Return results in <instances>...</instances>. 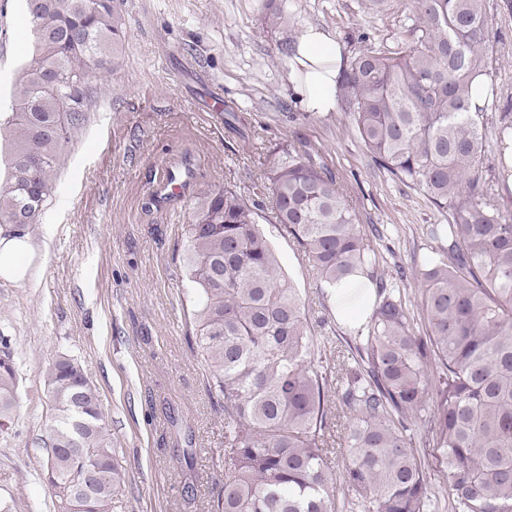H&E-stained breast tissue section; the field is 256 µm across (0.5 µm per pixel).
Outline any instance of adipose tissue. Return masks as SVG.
<instances>
[{"instance_id": "obj_1", "label": "adipose tissue", "mask_w": 512, "mask_h": 512, "mask_svg": "<svg viewBox=\"0 0 512 512\" xmlns=\"http://www.w3.org/2000/svg\"><path fill=\"white\" fill-rule=\"evenodd\" d=\"M295 60L297 67L291 72V81L302 107L311 112L333 111L342 70L341 45L324 31L311 27L298 40ZM30 251L27 236L0 233V277L23 280Z\"/></svg>"}]
</instances>
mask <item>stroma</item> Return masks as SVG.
Wrapping results in <instances>:
<instances>
[{"instance_id":"obj_1","label":"stroma","mask_w":512,"mask_h":512,"mask_svg":"<svg viewBox=\"0 0 512 512\" xmlns=\"http://www.w3.org/2000/svg\"><path fill=\"white\" fill-rule=\"evenodd\" d=\"M289 27L260 24L262 0H123L124 41L91 79L86 120L63 151L21 281L0 277V331L12 336L20 408L0 437V498L52 512L41 477L50 411L42 368L76 356L97 386L125 482L112 512H207L224 480V407L208 392L193 341L195 293L183 271L190 199L151 202L165 163L188 155L194 188L249 193L263 150L318 151L360 216L388 275L441 244L427 227L448 214L378 168L341 110L305 111L280 46L310 27L342 46L392 51L408 41L410 0H276ZM493 20V112L512 113V0H487ZM23 0H0V113L31 61ZM284 274L313 320L348 336L296 244L271 231Z\"/></svg>"}]
</instances>
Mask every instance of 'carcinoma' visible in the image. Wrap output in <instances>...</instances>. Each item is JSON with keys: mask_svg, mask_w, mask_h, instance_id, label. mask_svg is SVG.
Instances as JSON below:
<instances>
[{"mask_svg": "<svg viewBox=\"0 0 512 512\" xmlns=\"http://www.w3.org/2000/svg\"><path fill=\"white\" fill-rule=\"evenodd\" d=\"M27 13L46 81L23 73L6 120L0 224L18 226L39 222L91 105L89 62L108 68L122 33L120 0H45ZM260 20L276 30L287 18L266 0ZM410 20L411 42L353 57L337 98L372 161L449 212L429 228L447 248L397 273L422 285L426 335L318 153L277 146L260 165L276 223L319 278L360 277L377 291L332 365L314 363L332 337L312 332L259 228L262 201L229 184L200 193L184 263L209 391L224 403V485L212 512H436L423 448L441 459L448 512H512V215L492 194V183L512 180L501 150L512 120L468 112L472 81L493 67L491 16L487 0H413ZM42 376L53 512H112L124 475L97 387L69 355ZM18 385L11 337L0 333V434L14 424Z\"/></svg>", "mask_w": 512, "mask_h": 512, "instance_id": "carcinoma-1", "label": "carcinoma"}]
</instances>
